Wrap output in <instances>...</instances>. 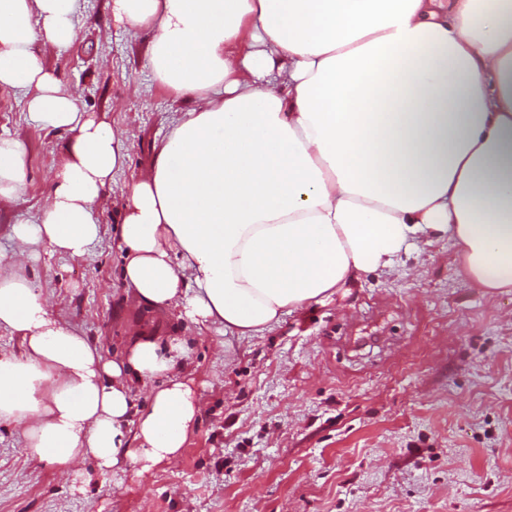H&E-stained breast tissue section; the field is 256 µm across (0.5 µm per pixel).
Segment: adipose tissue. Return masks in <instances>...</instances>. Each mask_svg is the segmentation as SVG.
Segmentation results:
<instances>
[{
    "mask_svg": "<svg viewBox=\"0 0 512 512\" xmlns=\"http://www.w3.org/2000/svg\"><path fill=\"white\" fill-rule=\"evenodd\" d=\"M83 0H0V90L72 138L42 213L0 265V423L65 475L95 460L140 477L180 456L199 412L175 377L184 341L144 336L104 359L25 274L47 248L84 257L129 159V130L84 112L41 50L71 45ZM150 30L144 62L191 107L121 191L120 276L139 302L256 336L411 243L459 248L476 287L512 290V0H111ZM27 185L0 138V211ZM132 436L131 385L159 376Z\"/></svg>",
    "mask_w": 512,
    "mask_h": 512,
    "instance_id": "ef3b65f1",
    "label": "adipose tissue"
}]
</instances>
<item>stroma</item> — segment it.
Segmentation results:
<instances>
[{
  "label": "stroma",
  "mask_w": 512,
  "mask_h": 512,
  "mask_svg": "<svg viewBox=\"0 0 512 512\" xmlns=\"http://www.w3.org/2000/svg\"><path fill=\"white\" fill-rule=\"evenodd\" d=\"M77 28L46 67L135 138L99 241L80 259L41 251L28 275L105 356L136 329L186 341L177 371L201 412L176 462L135 478L88 460L80 493L1 424L0 512H512V294L472 285L444 237L251 338L142 307L119 275L118 190L190 104L145 67L149 34L113 28L111 0H83ZM8 135L26 142L29 174L23 203L0 214V258L7 225L40 216L70 139L1 90Z\"/></svg>",
  "instance_id": "stroma-1"
}]
</instances>
